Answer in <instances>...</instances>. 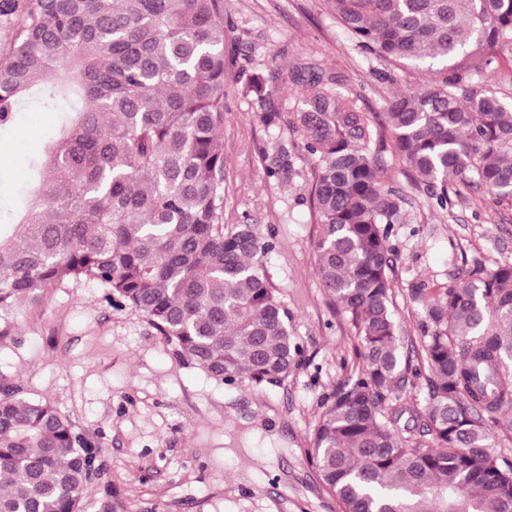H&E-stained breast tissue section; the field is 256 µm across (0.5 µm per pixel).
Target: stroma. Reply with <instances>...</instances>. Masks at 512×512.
<instances>
[{
	"instance_id": "stroma-1",
	"label": "stroma",
	"mask_w": 512,
	"mask_h": 512,
	"mask_svg": "<svg viewBox=\"0 0 512 512\" xmlns=\"http://www.w3.org/2000/svg\"><path fill=\"white\" fill-rule=\"evenodd\" d=\"M226 49L233 60L224 103V227L252 225L271 239L270 282L292 315L300 353L280 385L210 379L117 295L87 281L49 288L45 304L20 307L14 336L0 343V378L22 398L45 400L93 445L96 478L84 512H341L307 450L322 405L353 375L355 330L325 292L316 269L319 218L310 206L314 160L287 122L266 125L244 91L248 76L274 72L282 113L300 100L289 81L316 62L337 73L339 92L359 96L374 123L387 99L425 83L406 68L395 81L344 35L329 0H224ZM54 125L36 104L20 107L0 135V214L19 204L28 164ZM404 197L391 225V300L399 347L422 358L425 310L418 288L447 287L475 267L512 263V204L453 181L439 205L405 164L387 160Z\"/></svg>"
}]
</instances>
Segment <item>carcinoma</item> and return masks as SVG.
<instances>
[{"instance_id": "obj_1", "label": "carcinoma", "mask_w": 512, "mask_h": 512, "mask_svg": "<svg viewBox=\"0 0 512 512\" xmlns=\"http://www.w3.org/2000/svg\"><path fill=\"white\" fill-rule=\"evenodd\" d=\"M331 6L356 47L433 79L385 102L382 133L326 69L291 77L302 106L289 127L316 160L317 272L361 359L327 400L309 460L342 512H512V466L486 428L512 409V264L415 289L425 320L414 375L429 399L401 404L388 226L402 222V198L379 159L387 150L412 167L440 205L453 179L512 198V105L486 53L512 44V0ZM0 27V133L27 96L58 114L29 165L28 202L0 224V343L19 306L86 280L211 379L281 384L298 345L267 273L273 244L249 224L224 230V0H0ZM246 91L278 124L272 75L252 73ZM418 423L433 445L413 437ZM91 462L69 417L0 386V512H84Z\"/></svg>"}]
</instances>
